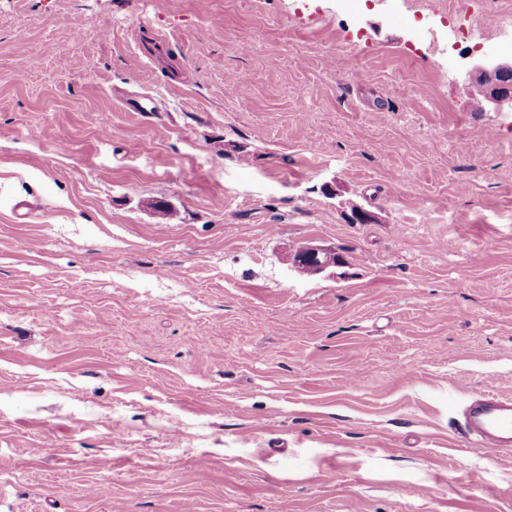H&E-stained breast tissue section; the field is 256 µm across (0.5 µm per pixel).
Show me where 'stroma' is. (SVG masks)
Returning <instances> with one entry per match:
<instances>
[{
  "instance_id": "35a3bbf8",
  "label": "stroma",
  "mask_w": 512,
  "mask_h": 512,
  "mask_svg": "<svg viewBox=\"0 0 512 512\" xmlns=\"http://www.w3.org/2000/svg\"><path fill=\"white\" fill-rule=\"evenodd\" d=\"M506 41L512 0H0V512H512L461 433L512 397V112L462 76ZM328 253H331V251L318 245L308 244L302 246L295 252L297 255L294 258V268L304 273L301 264H305L311 267L312 273H321L330 266L322 261V257Z\"/></svg>"
}]
</instances>
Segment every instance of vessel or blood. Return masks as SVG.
Instances as JSON below:
<instances>
[{
	"instance_id": "obj_1",
	"label": "vessel or blood",
	"mask_w": 512,
	"mask_h": 512,
	"mask_svg": "<svg viewBox=\"0 0 512 512\" xmlns=\"http://www.w3.org/2000/svg\"><path fill=\"white\" fill-rule=\"evenodd\" d=\"M464 432L485 448L503 451L512 446V398L485 394L471 399Z\"/></svg>"
}]
</instances>
